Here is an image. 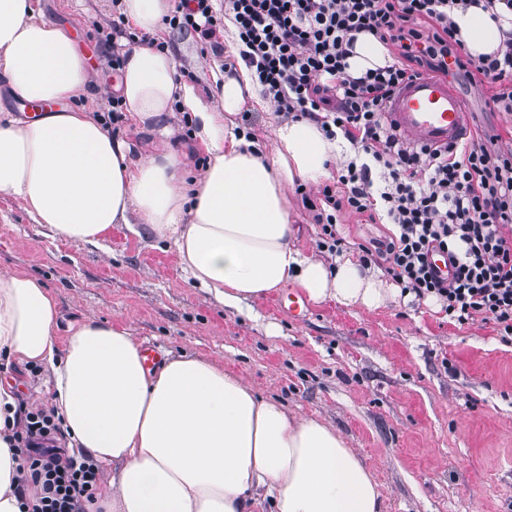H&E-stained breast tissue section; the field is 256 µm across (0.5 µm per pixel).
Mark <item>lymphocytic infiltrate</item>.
Listing matches in <instances>:
<instances>
[{
	"instance_id": "lymphocytic-infiltrate-1",
	"label": "lymphocytic infiltrate",
	"mask_w": 512,
	"mask_h": 512,
	"mask_svg": "<svg viewBox=\"0 0 512 512\" xmlns=\"http://www.w3.org/2000/svg\"><path fill=\"white\" fill-rule=\"evenodd\" d=\"M476 7L512 15V0H178L170 26L195 33L228 73L246 66L283 118L341 138L351 156L318 192V247L340 254L337 223L358 214L390 224L384 240L359 245L363 263L382 265L402 294L434 298L449 322L493 320L512 336V146L473 139L463 149L411 142L388 123V98L410 78L451 73L489 84L498 111L512 112V28L495 55L474 59L453 15ZM238 32L225 54V21ZM392 53L389 65L356 76L347 60L359 34ZM448 259L440 275L434 256ZM13 433L20 486L40 489L30 512H86L101 486L89 457L62 448V419L21 408Z\"/></svg>"
}]
</instances>
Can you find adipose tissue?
Returning a JSON list of instances; mask_svg holds the SVG:
<instances>
[{
	"label": "adipose tissue",
	"mask_w": 512,
	"mask_h": 512,
	"mask_svg": "<svg viewBox=\"0 0 512 512\" xmlns=\"http://www.w3.org/2000/svg\"><path fill=\"white\" fill-rule=\"evenodd\" d=\"M145 33L161 29L173 0H121ZM458 37L475 58L494 54L512 20L479 8L455 12ZM0 76L32 104L88 93L91 75L68 33L34 0H0ZM118 88L145 141L112 136L87 109L33 120L0 116V195L74 243L96 244L114 225L140 224L173 242L179 262L224 305L292 286L309 300L375 309L397 290L352 259L335 266L293 248L284 183H316L339 146L312 123L280 126L271 150L249 147L226 120L246 101L265 107L247 68L210 98L178 81L173 55L151 46L124 53ZM191 114L207 156L187 183L183 153L148 152L167 138L172 107ZM57 301L39 280L0 272V351L48 369L51 403L72 453L111 466L101 512H382L361 457L315 418L257 398L241 377L196 357L147 371L127 327L85 318L57 338ZM18 398L0 384V512H21L12 434Z\"/></svg>",
	"instance_id": "obj_1"
}]
</instances>
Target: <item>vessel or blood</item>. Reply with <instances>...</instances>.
<instances>
[{"label":"vessel or blood","mask_w":512,"mask_h":512,"mask_svg":"<svg viewBox=\"0 0 512 512\" xmlns=\"http://www.w3.org/2000/svg\"><path fill=\"white\" fill-rule=\"evenodd\" d=\"M386 113L399 133L433 147L457 143L470 130L464 99L444 77L408 82L388 102Z\"/></svg>","instance_id":"vessel-or-blood-1"}]
</instances>
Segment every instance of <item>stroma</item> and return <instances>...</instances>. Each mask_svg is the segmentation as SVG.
Returning a JSON list of instances; mask_svg holds the SVG:
<instances>
[{"label":"stroma","mask_w":512,"mask_h":512,"mask_svg":"<svg viewBox=\"0 0 512 512\" xmlns=\"http://www.w3.org/2000/svg\"><path fill=\"white\" fill-rule=\"evenodd\" d=\"M87 57V104L112 109L118 74L105 63L118 0H36ZM169 50L201 92L225 75L190 32L146 35ZM473 130L512 135V115L491 110L455 80ZM293 242L323 263L321 228L303 193L283 186ZM37 278L56 296L59 335L87 316L129 329L162 360L200 356L241 375L262 398L333 427L378 483L383 512H512V341L493 321L448 323L432 299L396 297L367 310L306 302L303 318L277 307V292L235 307L218 302L181 268L171 242L127 225L97 244H76L0 196V272ZM24 405L43 403L46 372L16 362L0 371Z\"/></svg>","instance_id":"1"}]
</instances>
